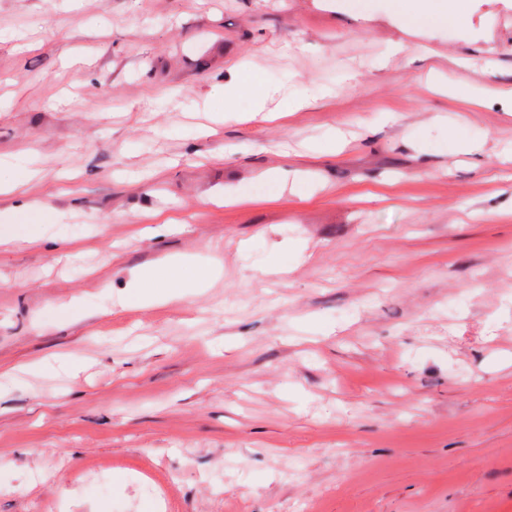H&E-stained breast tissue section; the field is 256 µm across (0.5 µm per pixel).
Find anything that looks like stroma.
I'll use <instances>...</instances> for the list:
<instances>
[{"label":"stroma","mask_w":512,"mask_h":512,"mask_svg":"<svg viewBox=\"0 0 512 512\" xmlns=\"http://www.w3.org/2000/svg\"><path fill=\"white\" fill-rule=\"evenodd\" d=\"M430 3L0 0V512H512V0ZM180 265L179 260H164L148 271L140 272L132 283L131 298L141 301L157 296H179L177 288H181V283L176 275V269Z\"/></svg>","instance_id":"stroma-1"}]
</instances>
